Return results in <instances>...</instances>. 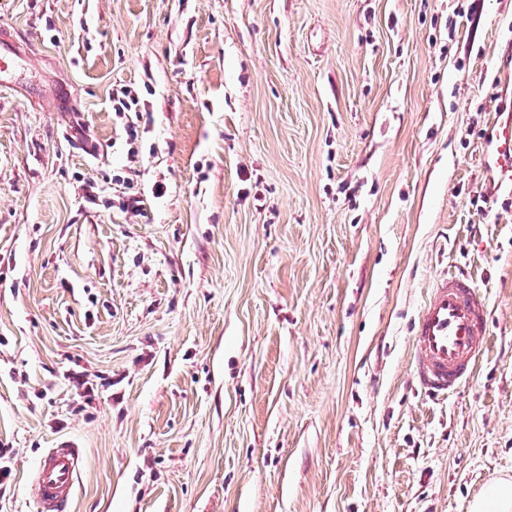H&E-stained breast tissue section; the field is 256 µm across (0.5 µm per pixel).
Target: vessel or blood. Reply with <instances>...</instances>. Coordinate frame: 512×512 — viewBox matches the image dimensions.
<instances>
[{"label":"vessel or blood","mask_w":512,"mask_h":512,"mask_svg":"<svg viewBox=\"0 0 512 512\" xmlns=\"http://www.w3.org/2000/svg\"><path fill=\"white\" fill-rule=\"evenodd\" d=\"M483 166L498 185L512 186V113H497L483 155ZM490 309L465 274L441 278L415 322L414 376L426 395L444 397L474 373L488 338ZM83 461L79 448H48L39 459L31 486L38 512H67Z\"/></svg>","instance_id":"b4317fda"}]
</instances>
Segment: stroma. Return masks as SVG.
I'll list each match as a JSON object with an SVG mask.
<instances>
[{"label": "stroma", "mask_w": 512, "mask_h": 512, "mask_svg": "<svg viewBox=\"0 0 512 512\" xmlns=\"http://www.w3.org/2000/svg\"><path fill=\"white\" fill-rule=\"evenodd\" d=\"M0 32V512L64 446L68 512H469L512 475V0H0ZM447 272L490 335L436 401ZM483 166L491 173L493 185L490 192H486L488 198L496 194L495 188L502 185L509 186L512 190V113L496 112V118L490 129L489 138L483 155ZM490 309L464 273L441 278L415 322L412 358L419 388L447 397L474 373L488 338Z\"/></svg>", "instance_id": "1"}]
</instances>
